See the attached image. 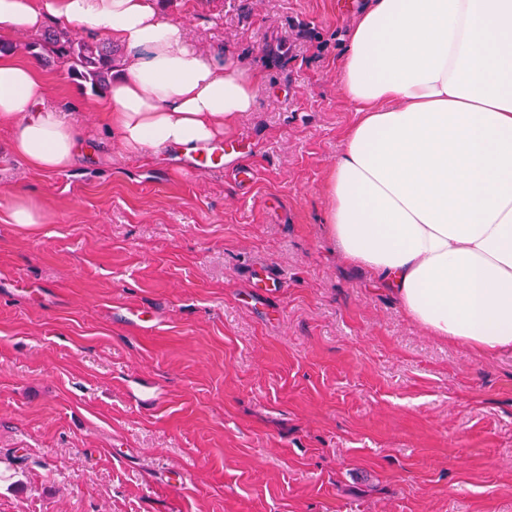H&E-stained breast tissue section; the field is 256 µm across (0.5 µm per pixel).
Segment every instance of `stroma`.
Here are the masks:
<instances>
[{
    "label": "stroma",
    "mask_w": 512,
    "mask_h": 512,
    "mask_svg": "<svg viewBox=\"0 0 512 512\" xmlns=\"http://www.w3.org/2000/svg\"><path fill=\"white\" fill-rule=\"evenodd\" d=\"M260 77L240 186L127 154L97 94L44 174L0 124V512H512V353L411 321L328 237L357 0H159ZM42 224H13L17 188Z\"/></svg>",
    "instance_id": "35a3bbf8"
}]
</instances>
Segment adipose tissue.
Instances as JSON below:
<instances>
[{
	"mask_svg": "<svg viewBox=\"0 0 512 512\" xmlns=\"http://www.w3.org/2000/svg\"><path fill=\"white\" fill-rule=\"evenodd\" d=\"M51 23L124 48L99 107L127 151L195 152L256 105V75L195 47L158 0H0L2 40ZM38 71L0 58V122L31 169L59 173L87 146ZM340 75L358 118L324 222L344 257L432 335L512 349V0H366Z\"/></svg>",
	"mask_w": 512,
	"mask_h": 512,
	"instance_id": "adipose-tissue-1",
	"label": "adipose tissue"
}]
</instances>
